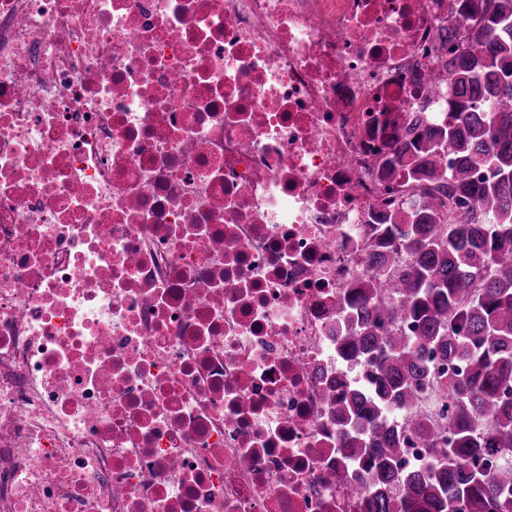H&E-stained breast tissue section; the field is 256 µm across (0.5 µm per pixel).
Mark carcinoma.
Returning <instances> with one entry per match:
<instances>
[{"label": "carcinoma", "mask_w": 512, "mask_h": 512, "mask_svg": "<svg viewBox=\"0 0 512 512\" xmlns=\"http://www.w3.org/2000/svg\"><path fill=\"white\" fill-rule=\"evenodd\" d=\"M448 13L446 37L464 34L432 76L448 86V126L416 125L394 151L402 205L372 276L339 305L344 347L371 370L327 400L368 512H512V0H448ZM401 318L410 333L385 329ZM436 355L469 370L438 382ZM442 390L453 417L422 422L416 408ZM392 415L430 445L424 470L403 469Z\"/></svg>", "instance_id": "cac0c4a2"}]
</instances>
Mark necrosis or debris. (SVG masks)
Instances as JSON below:
<instances>
[{"instance_id": "4bbe7bcc", "label": "necrosis or debris", "mask_w": 512, "mask_h": 512, "mask_svg": "<svg viewBox=\"0 0 512 512\" xmlns=\"http://www.w3.org/2000/svg\"><path fill=\"white\" fill-rule=\"evenodd\" d=\"M448 0H0V512H366L327 396Z\"/></svg>"}]
</instances>
